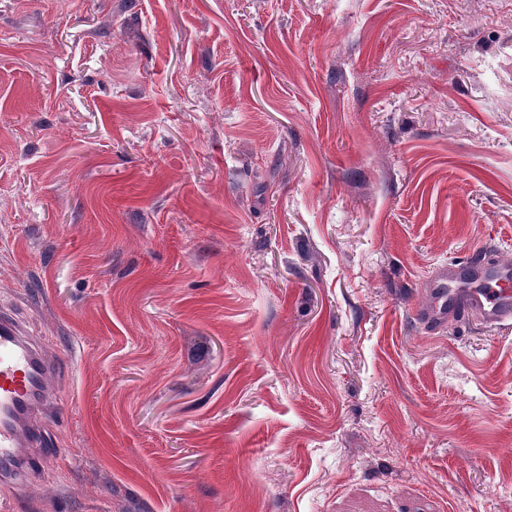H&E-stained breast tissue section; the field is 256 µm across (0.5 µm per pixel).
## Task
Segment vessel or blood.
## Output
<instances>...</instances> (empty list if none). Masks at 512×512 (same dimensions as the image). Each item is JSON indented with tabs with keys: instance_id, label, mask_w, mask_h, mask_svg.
<instances>
[{
	"instance_id": "vessel-or-blood-1",
	"label": "vessel or blood",
	"mask_w": 512,
	"mask_h": 512,
	"mask_svg": "<svg viewBox=\"0 0 512 512\" xmlns=\"http://www.w3.org/2000/svg\"><path fill=\"white\" fill-rule=\"evenodd\" d=\"M426 295L417 316L430 329L448 318L480 315L486 322L512 320V266L473 253L464 261L437 267L424 284ZM52 367L43 348L9 316L0 317V459L15 458L19 431L32 421L33 410L14 419L16 406L31 389L45 390Z\"/></svg>"
}]
</instances>
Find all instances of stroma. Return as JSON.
Returning <instances> with one entry per match:
<instances>
[{"label":"stroma","instance_id":"stroma-1","mask_svg":"<svg viewBox=\"0 0 512 512\" xmlns=\"http://www.w3.org/2000/svg\"><path fill=\"white\" fill-rule=\"evenodd\" d=\"M512 0H0V313L55 366L0 512H512ZM417 317L430 330L448 317L478 314L490 324L512 320V266L474 252L464 261L437 267L425 281Z\"/></svg>","mask_w":512,"mask_h":512}]
</instances>
